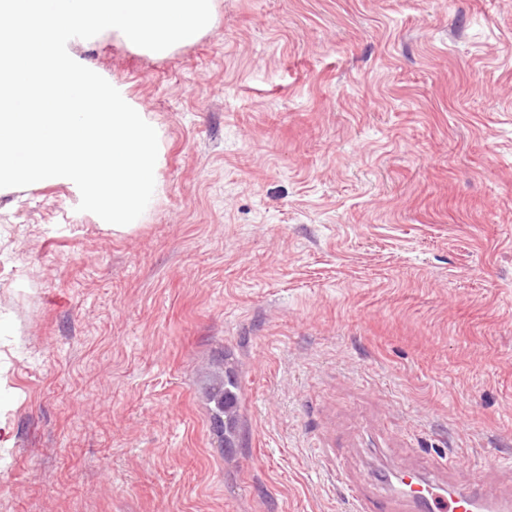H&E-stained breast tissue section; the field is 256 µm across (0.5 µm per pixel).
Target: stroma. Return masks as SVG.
<instances>
[{
	"label": "stroma",
	"mask_w": 512,
	"mask_h": 512,
	"mask_svg": "<svg viewBox=\"0 0 512 512\" xmlns=\"http://www.w3.org/2000/svg\"><path fill=\"white\" fill-rule=\"evenodd\" d=\"M214 5L164 57L71 46L162 133L139 227L0 197V512H343L338 465L512 471V0ZM240 393H229L224 395V401L214 399L213 419L217 429L224 432V413L227 418H233L240 409Z\"/></svg>",
	"instance_id": "stroma-1"
}]
</instances>
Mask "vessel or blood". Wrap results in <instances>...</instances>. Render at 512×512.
Returning a JSON list of instances; mask_svg holds the SVG:
<instances>
[{"instance_id": "vessel-or-blood-1", "label": "vessel or blood", "mask_w": 512, "mask_h": 512, "mask_svg": "<svg viewBox=\"0 0 512 512\" xmlns=\"http://www.w3.org/2000/svg\"><path fill=\"white\" fill-rule=\"evenodd\" d=\"M456 454L426 460L423 470H392L398 486L391 492L352 493V512H512V497L472 484L449 485L444 473L460 467Z\"/></svg>"}]
</instances>
